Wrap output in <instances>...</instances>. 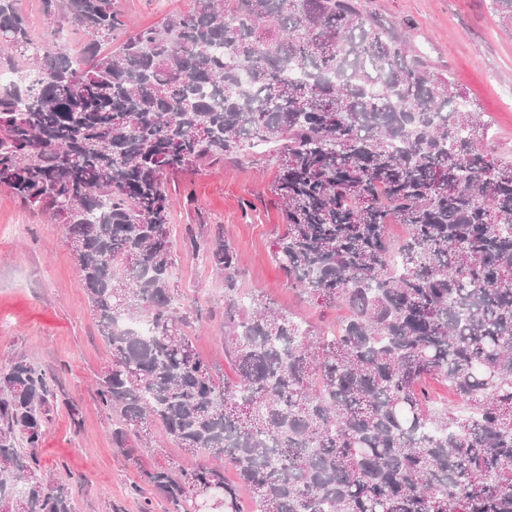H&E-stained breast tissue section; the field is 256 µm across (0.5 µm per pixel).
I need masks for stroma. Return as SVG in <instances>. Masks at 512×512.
Here are the masks:
<instances>
[{
  "label": "stroma",
  "mask_w": 512,
  "mask_h": 512,
  "mask_svg": "<svg viewBox=\"0 0 512 512\" xmlns=\"http://www.w3.org/2000/svg\"><path fill=\"white\" fill-rule=\"evenodd\" d=\"M189 0H116L127 27L117 39L159 26ZM365 13L404 29L409 44L436 72L448 75L488 123L486 150L512 156V28L501 25L490 0H361ZM273 152L261 146L241 162L230 160L168 174L171 237L177 248L173 282L196 331L199 354L230 370L224 360V281L203 253L188 254L187 228L221 226L235 249L243 292L261 290L281 309L330 328L342 310L307 302L288 287L271 258L283 230L280 206L269 191ZM66 227L30 210L0 187V367L26 350L59 378L57 401L41 448L57 478L72 482L78 512H152L169 505L140 480L112 444V423L100 409L94 378L108 356L65 245ZM78 417H71V410Z\"/></svg>",
  "instance_id": "obj_1"
}]
</instances>
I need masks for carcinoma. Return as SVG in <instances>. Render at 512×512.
Here are the masks:
<instances>
[{
  "label": "carcinoma",
  "mask_w": 512,
  "mask_h": 512,
  "mask_svg": "<svg viewBox=\"0 0 512 512\" xmlns=\"http://www.w3.org/2000/svg\"><path fill=\"white\" fill-rule=\"evenodd\" d=\"M42 2L89 40L50 51L0 0L17 75L0 185L66 224L109 352L112 444L170 512H243L242 487L254 512H512V160L486 153L464 93L359 0H192L109 51L114 0ZM260 145L277 154L274 262L347 315L329 335L243 293L215 234L231 380L178 306L166 175ZM431 379L463 409L435 405ZM57 386L23 353L0 369V512H75L39 452ZM157 430L201 460L145 466Z\"/></svg>",
  "instance_id": "cac0c4a2"
}]
</instances>
